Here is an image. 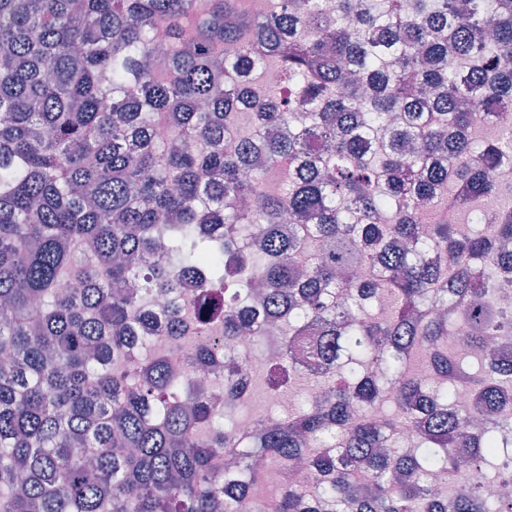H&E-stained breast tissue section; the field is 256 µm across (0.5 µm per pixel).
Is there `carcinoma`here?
Here are the masks:
<instances>
[{
  "label": "carcinoma",
  "mask_w": 512,
  "mask_h": 512,
  "mask_svg": "<svg viewBox=\"0 0 512 512\" xmlns=\"http://www.w3.org/2000/svg\"><path fill=\"white\" fill-rule=\"evenodd\" d=\"M510 57L512 0H0V512H238L268 471L270 512H512L480 473L451 500L425 483L458 467L451 447L509 453L462 423H512L491 347L512 331V207L488 209L512 194L494 175L512 140L471 133L512 110ZM186 276L197 336L264 343L259 280L283 361L325 337L298 375L321 398L226 430L169 358L139 355L179 335V303L144 304ZM438 302L488 368L448 352ZM222 348L189 364L242 402Z\"/></svg>",
  "instance_id": "1"
}]
</instances>
